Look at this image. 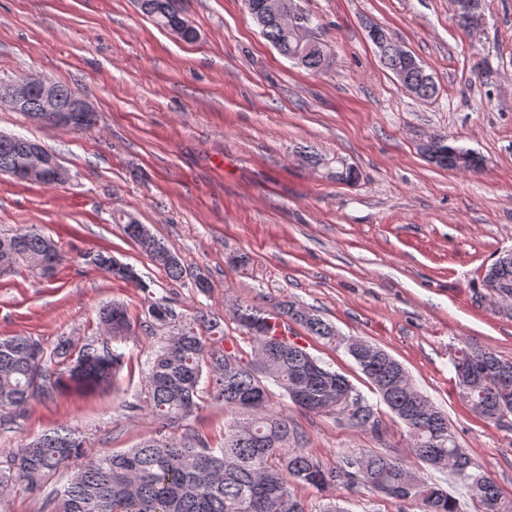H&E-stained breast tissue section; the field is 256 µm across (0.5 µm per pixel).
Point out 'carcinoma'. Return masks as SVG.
<instances>
[{"label": "carcinoma", "mask_w": 512, "mask_h": 512, "mask_svg": "<svg viewBox=\"0 0 512 512\" xmlns=\"http://www.w3.org/2000/svg\"><path fill=\"white\" fill-rule=\"evenodd\" d=\"M142 12L162 28L182 25L180 0H141ZM273 10L265 0H243L262 34L278 52L300 59L312 72L330 66L331 58L314 36L310 17L294 0H274ZM485 0H467L457 13L458 24L470 30L472 21L484 16ZM383 65L407 79L427 101L437 94L425 67L408 69L395 47H390ZM440 151L436 166L471 171L477 163L460 164L458 154L466 149L448 143V136L434 135ZM24 144L0 139V176L8 175L22 162ZM314 167H323L338 183L357 178L352 167L336 158L305 153ZM125 235L136 242L173 279L183 278L178 256L150 232L137 231L131 217L117 218ZM86 263L145 290L140 276L127 277L111 271L112 256L90 252ZM64 262L53 241L35 227L0 233V268L10 272L26 265L42 272ZM481 288L496 300L512 307V257L492 263ZM149 319L162 325L175 324V331L152 358L145 376L147 403L161 424L158 433L138 446L115 453L102 451L86 456L84 439L74 429H50L22 446L0 468V488L19 482L40 492L47 479L70 462L81 460L63 491L55 495V512H306L295 493L298 485L321 492L354 491L360 487L381 492L408 503L416 512H461L459 501L442 485L417 473L409 458L428 468L448 474L467 490L474 512H512V500L505 499L496 483L485 473L473 470L468 453L460 448L448 416L417 388L405 368L371 342L340 335L315 310L295 302H278L269 310L236 304L229 310L238 330L250 339L251 351L207 347V339L224 340V327L217 320L199 314L182 320L173 308L161 303L147 307ZM105 335L123 336L130 329L124 305L112 302L99 311ZM277 319L285 328L294 323L310 335L336 349H343L387 406L405 427L410 439V457L374 451L345 454L332 466L308 453L289 449L294 429L288 418L269 412L274 384L298 408L309 413L328 412L360 432H377L382 420L363 394L329 364L313 356L306 346L278 335L272 327ZM73 342L63 338L45 353L30 336H0V411H22L35 395L48 394L62 383L92 388L108 383L121 366L124 355L107 346L90 342L78 349L82 369L61 372L56 364L72 353ZM469 364L475 379L456 377L459 395L478 416L501 422L512 415V359L492 351L465 345L456 350L453 366ZM213 399L235 408L238 415L224 428V446L209 448L188 437L167 430L198 407L202 384Z\"/></svg>", "instance_id": "cac0c4a2"}]
</instances>
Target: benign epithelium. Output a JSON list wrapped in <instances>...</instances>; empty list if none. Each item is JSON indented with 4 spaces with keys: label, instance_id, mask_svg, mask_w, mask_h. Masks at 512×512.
<instances>
[{
    "label": "benign epithelium",
    "instance_id": "obj_1",
    "mask_svg": "<svg viewBox=\"0 0 512 512\" xmlns=\"http://www.w3.org/2000/svg\"><path fill=\"white\" fill-rule=\"evenodd\" d=\"M36 92L41 100V111L32 113V118L42 122L49 118L62 129H84L87 121L95 118L94 107L85 99L72 96L62 100L54 84L39 77L26 78L0 90V101L18 109L27 106L29 94ZM29 163L22 173L25 178L54 173L63 174V168L57 159L48 156L41 145L26 141Z\"/></svg>",
    "mask_w": 512,
    "mask_h": 512
}]
</instances>
